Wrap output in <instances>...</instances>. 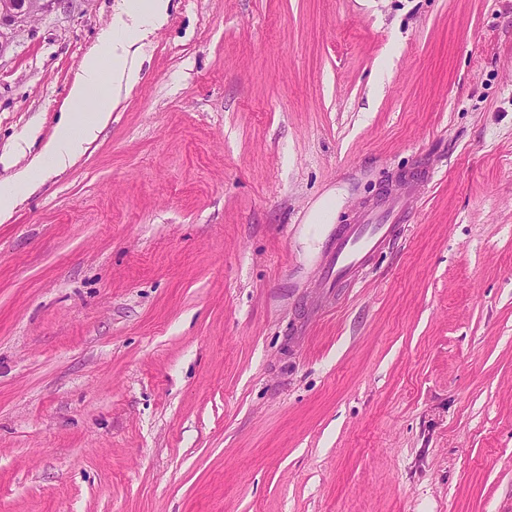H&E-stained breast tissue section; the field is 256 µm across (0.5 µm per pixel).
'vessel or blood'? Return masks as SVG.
<instances>
[{"label":"vessel or blood","instance_id":"vessel-or-blood-1","mask_svg":"<svg viewBox=\"0 0 512 512\" xmlns=\"http://www.w3.org/2000/svg\"><path fill=\"white\" fill-rule=\"evenodd\" d=\"M407 210L404 197L392 196L337 232L323 265L324 286L346 288L357 281L369 258L391 241L396 225L404 223Z\"/></svg>","mask_w":512,"mask_h":512}]
</instances>
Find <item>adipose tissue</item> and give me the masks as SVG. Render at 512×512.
Returning <instances> with one entry per match:
<instances>
[{"mask_svg":"<svg viewBox=\"0 0 512 512\" xmlns=\"http://www.w3.org/2000/svg\"><path fill=\"white\" fill-rule=\"evenodd\" d=\"M168 0H122L112 26L101 31L69 90V107L43 149L0 184V222L18 205L19 189L33 188L74 164L109 124L122 91L138 80L144 40L165 20Z\"/></svg>","mask_w":512,"mask_h":512,"instance_id":"1","label":"adipose tissue"}]
</instances>
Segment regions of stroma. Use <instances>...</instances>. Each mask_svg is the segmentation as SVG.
<instances>
[{"label": "stroma", "mask_w": 512, "mask_h": 512, "mask_svg": "<svg viewBox=\"0 0 512 512\" xmlns=\"http://www.w3.org/2000/svg\"><path fill=\"white\" fill-rule=\"evenodd\" d=\"M119 2L0 27V184ZM408 184L328 292L337 226ZM21 196L0 512H512V0H169L111 122ZM341 203V195L336 190L326 192L315 203L309 218V224H330Z\"/></svg>", "instance_id": "obj_1"}]
</instances>
